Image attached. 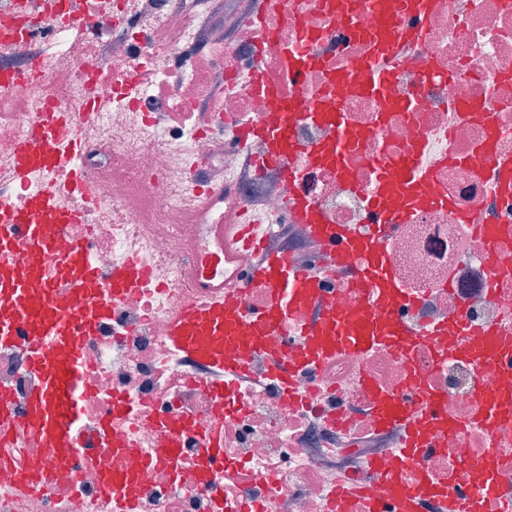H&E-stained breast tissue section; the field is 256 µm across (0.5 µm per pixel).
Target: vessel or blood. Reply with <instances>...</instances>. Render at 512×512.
<instances>
[{
    "label": "vessel or blood",
    "mask_w": 512,
    "mask_h": 512,
    "mask_svg": "<svg viewBox=\"0 0 512 512\" xmlns=\"http://www.w3.org/2000/svg\"><path fill=\"white\" fill-rule=\"evenodd\" d=\"M383 37L376 42L377 51L388 50L396 37L414 41L424 39L425 30L409 29L393 17L381 23ZM313 35H302L293 60L296 79H303L308 67L319 59L310 46ZM347 75L363 91L380 92L393 77L392 69L376 64L374 59L354 61ZM282 120L279 126L263 132L269 145V163L280 172L295 178L291 161L297 152L290 128L306 117L308 110L298 100L277 104ZM320 116L331 127L333 140L328 147L331 158L344 162L357 136L347 126L338 100L322 99ZM75 114L47 112L34 124L14 156L12 177L26 187L23 205H14L9 196H0V343L24 337L29 367L42 383L31 398L28 428L39 434L47 447L69 451L80 441L77 397L82 389V348L86 336L108 313L109 301L88 294L85 285L96 271L82 243L75 242L61 253L51 249L52 229L71 223L73 215L62 203L66 193H83L88 179L76 166V159L86 146L83 137L73 133ZM383 177L376 202L377 218L364 229L327 224L323 215L305 199L290 206L295 219L309 224L314 235L325 240L337 252V270L344 280L360 288L367 301L358 319L342 310L322 281L294 264L286 255L261 251L257 224L223 225L218 251L205 257L202 274L212 279L219 275V260L241 249L257 251L256 263L244 277L271 290L266 307L249 312L226 301L223 294L210 295L202 303L183 305L169 332L171 345L185 356L223 375H242L247 371L245 357L262 345L265 336L277 331L284 318L301 304L315 306L317 315L302 333L299 363L272 356L273 375L284 389H294L299 367L311 366L345 350L365 351L381 344L409 358L417 333L413 326L397 315L382 314L371 300L379 288L391 285L385 263L383 238L388 225L409 222L425 198L428 172L406 163H381ZM63 171L66 183L54 175ZM27 239L29 261H20L11 242L15 236ZM149 280L147 268L135 258L113 266L107 283L110 301L144 288ZM62 282L82 301L78 310L58 309L54 297L55 282ZM237 346L243 353L238 361L224 356L225 348ZM482 360L495 363L502 372L512 375V343L499 336H488ZM418 376H410L403 390L384 398L374 411L375 420L384 428H400L403 441L393 461L370 459L369 466L389 485L388 499L371 502L368 512H425L427 504L441 501L445 512H477L480 495L461 485L431 483L426 477L408 481L407 472L426 450V432L431 428H454L455 423L439 411L435 397L424 394ZM477 422L491 427H512V396L481 393L474 413ZM184 427L166 424L163 438L152 455L138 458L132 467H118L105 475L106 484L120 491L130 486L139 469L154 460H174L180 452L177 442Z\"/></svg>",
    "instance_id": "b4317fda"
}]
</instances>
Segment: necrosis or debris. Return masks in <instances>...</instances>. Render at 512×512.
Listing matches in <instances>:
<instances>
[{
	"label": "necrosis or debris",
	"instance_id": "necrosis-or-debris-1",
	"mask_svg": "<svg viewBox=\"0 0 512 512\" xmlns=\"http://www.w3.org/2000/svg\"><path fill=\"white\" fill-rule=\"evenodd\" d=\"M243 7L242 0H111L109 19L87 29L66 22L53 2L34 9L0 0V70L16 75L10 91L0 92V165L46 105L78 114L92 133L78 160L91 184L88 196H64L80 220L57 232L53 246L63 251L85 241L99 272L87 284L91 294H102L111 267L133 254L157 282L113 304L110 320L84 343L83 452L55 453L18 429L40 378L22 344L0 345V392L9 409L0 427L11 432L0 446V512H113L101 479L114 463L113 437L150 454L158 422L167 418L192 427L180 439L177 464L144 468L126 489L137 512H336L343 490L349 512H366L367 499L386 497L388 488L364 473L363 460L374 452L393 460L395 449L369 441L376 431L372 408L380 393L401 391L412 368L460 425L431 433L440 449L422 461L431 479L480 484L467 462L495 451L497 490L484 495L482 512H511L499 491L512 487V432L471 418L477 386L512 392V378L494 364H474L487 331L512 337V322L502 318L512 312V237L493 248L482 231L486 224L512 225V194L497 190L488 175L492 160L512 158V0H436L424 20L425 43L398 47L394 79L378 96L354 83L334 84L352 61L371 55L373 11L355 9L338 23L328 0H276L259 23L243 24ZM303 29L318 37L324 62L309 70L299 91L286 57ZM261 39L264 65L282 95L311 105L339 90L344 118L361 134L347 175L308 164L300 154L294 159L299 178L281 177L260 167L266 144L257 138L242 152L226 149L246 128L281 120L251 81L250 53ZM417 55L438 74L420 96L414 93L419 73L409 63ZM88 64L110 71L108 109H85ZM132 72L139 80L130 95L124 83ZM404 100L411 111L397 110ZM462 103L467 111H459ZM417 143L433 162L431 201L386 241L394 287L383 294L382 307L390 312L411 301L407 313L419 327L461 321L454 336L462 353L428 340L418 341L408 363L384 348L344 351L288 395L258 355L248 376L224 380L223 394H216L205 372L167 336L184 302L211 293L194 270L205 247L216 243L218 225L254 214L266 229L268 251L325 264L308 225L292 224L294 245L280 235L288 200L307 199L329 223L364 226L379 179L375 159H405ZM117 393L132 412L108 435L100 423ZM219 411L224 462L206 485L197 471L198 432Z\"/></svg>",
	"mask_w": 512,
	"mask_h": 512
}]
</instances>
